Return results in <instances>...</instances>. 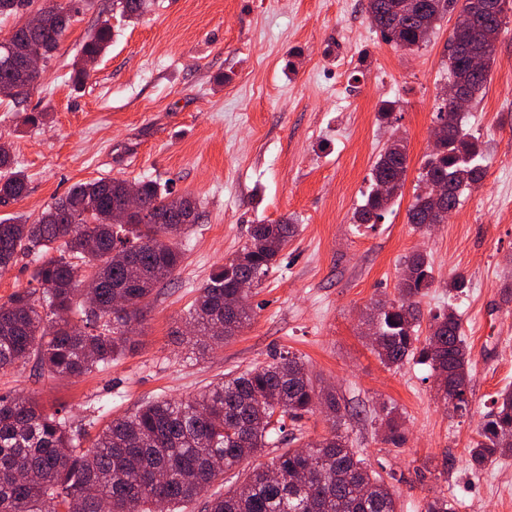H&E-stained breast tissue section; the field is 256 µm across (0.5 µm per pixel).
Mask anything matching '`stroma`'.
<instances>
[{"label": "stroma", "instance_id": "stroma-1", "mask_svg": "<svg viewBox=\"0 0 512 512\" xmlns=\"http://www.w3.org/2000/svg\"><path fill=\"white\" fill-rule=\"evenodd\" d=\"M366 0H151L130 22L112 0H85L39 86L21 104L0 101V143L28 177L27 195L0 219L36 217L76 183L148 178L196 199L203 213L182 238L183 261L158 288L132 351L78 378L38 376L33 364L0 373V394H31L65 408L96 435L145 401L186 398L210 382L290 353L335 392L344 428L372 470L395 476L400 512L445 496L457 512H512V457L475 472L467 448L477 423L512 386V11L484 97L465 126L487 144L486 173L447 223L408 224L417 176L432 145L436 96L448 80L446 16L407 52L372 27ZM112 39L90 79L72 72L87 37ZM388 101L391 124L377 112ZM46 118L24 124L25 112ZM408 146L402 194L376 225L352 215L392 135ZM296 224L277 266L247 304L251 319L224 346L198 356L179 342L209 275L248 240L253 224ZM420 252L436 284L422 316L455 305L471 353L470 413L448 412L430 370L386 368L364 331L376 302L394 299L405 256ZM470 281L450 300L455 273ZM392 408L403 445L384 443L373 417Z\"/></svg>", "mask_w": 512, "mask_h": 512}]
</instances>
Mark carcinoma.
<instances>
[{
	"label": "carcinoma",
	"instance_id": "cac0c4a2",
	"mask_svg": "<svg viewBox=\"0 0 512 512\" xmlns=\"http://www.w3.org/2000/svg\"><path fill=\"white\" fill-rule=\"evenodd\" d=\"M79 2L54 3L43 9L37 31L17 30L0 40V82L19 86L15 103L23 102L43 76L41 70L20 68L21 48L32 41L49 59L80 11ZM148 2L112 0V8L132 20ZM407 2L367 0L366 12L386 42L414 51L430 40L456 0H413L414 15L395 21ZM472 2L477 29L450 35L448 77L473 101L495 63L505 10L491 11L495 0ZM110 41L111 30L104 26L83 44L76 81L88 76L87 67ZM457 42L482 58L481 70L470 68ZM436 119L445 122L442 139L425 157L419 192L407 211L408 223L425 229L448 221L427 187L446 184V208L455 209L485 176L484 142L465 130L463 113L446 112L441 103ZM0 170L5 171L0 204L24 197L27 176L14 166L4 144ZM407 170L406 143L394 137L373 165L371 190L355 209L354 223H380L401 195ZM382 182L390 184L384 196L377 191ZM127 183L121 178L78 183L32 223L22 215L0 221L1 270L21 253L38 257L31 276L36 286L0 303V372L33 358L41 376L75 378L132 350L127 332L144 320L156 288L172 280L183 259L179 239L199 223L202 212L193 199L182 219L173 221L172 189L141 179L143 216L123 222L114 210ZM295 232L288 221L252 225L246 245L200 288L183 342L209 350L234 338L251 318L246 303L235 304L238 284L245 279L259 284L268 277ZM434 283L426 255L406 257L398 297L373 309L371 323L380 337L373 348L389 368L413 361L446 375L458 398L455 411L464 413L472 366L461 315L444 308L432 315L425 338L419 334L417 298ZM117 298L123 301L120 308L113 307ZM322 390L301 358L281 356L239 375L227 374L188 398L148 400L102 428L86 448L85 429L47 412L31 396L0 395V512H182L219 479L227 486L214 494L207 512H399L392 485L368 469L340 431L342 405L335 394L324 398L330 430L319 440L306 439L302 420L314 412ZM493 404L468 448L475 471L512 457V389L499 391ZM385 425L384 442L401 446L404 433L390 410ZM269 446L278 449L269 463L239 469ZM425 512H456V503L434 497Z\"/></svg>",
	"mask_w": 512,
	"mask_h": 512
}]
</instances>
